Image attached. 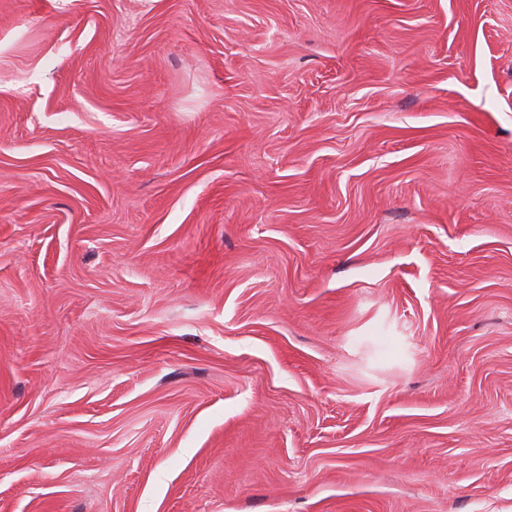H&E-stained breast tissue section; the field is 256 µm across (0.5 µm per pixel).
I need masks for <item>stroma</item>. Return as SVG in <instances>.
I'll return each mask as SVG.
<instances>
[{"label":"stroma","mask_w":512,"mask_h":512,"mask_svg":"<svg viewBox=\"0 0 512 512\" xmlns=\"http://www.w3.org/2000/svg\"><path fill=\"white\" fill-rule=\"evenodd\" d=\"M0 512H512V0H0Z\"/></svg>","instance_id":"obj_1"}]
</instances>
